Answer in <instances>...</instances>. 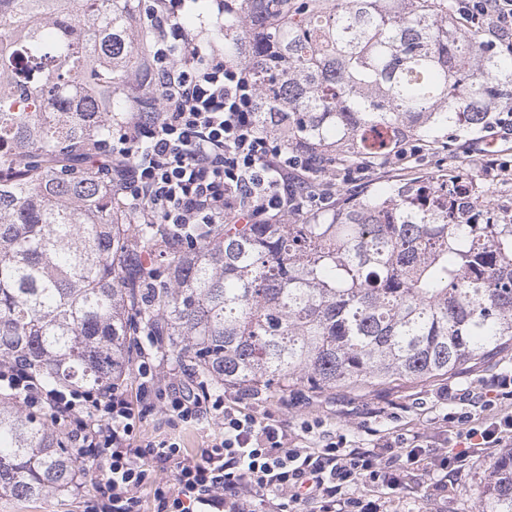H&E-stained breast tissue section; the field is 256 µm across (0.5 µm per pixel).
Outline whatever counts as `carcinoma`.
Instances as JSON below:
<instances>
[{"instance_id": "1", "label": "carcinoma", "mask_w": 512, "mask_h": 512, "mask_svg": "<svg viewBox=\"0 0 512 512\" xmlns=\"http://www.w3.org/2000/svg\"><path fill=\"white\" fill-rule=\"evenodd\" d=\"M141 0H0V364L52 387L130 369L134 322L214 388L328 391L427 380L512 346V207L482 218L465 174H419L296 224H217L169 248L154 287L107 155L119 93L147 86ZM224 50L247 61L258 128L312 171L380 166L413 138L474 136L512 107V50L452 0H241ZM96 465L51 413L0 389V496L37 499ZM512 512V449L488 466Z\"/></svg>"}]
</instances>
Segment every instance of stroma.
<instances>
[{
    "mask_svg": "<svg viewBox=\"0 0 512 512\" xmlns=\"http://www.w3.org/2000/svg\"><path fill=\"white\" fill-rule=\"evenodd\" d=\"M479 148V143L469 139L457 146L465 158L464 173L484 188V205L494 212L501 205L512 202V141H499L490 151L491 157L498 162L497 177L493 180L488 179L482 166L470 158L471 152ZM511 372L512 350H507L426 382L397 379L357 389L339 387L323 393L293 389L283 397L260 395L249 400L248 406L260 415L278 410L282 398L299 396L303 399L302 404L288 408L287 419L293 426L305 419L316 420L322 423L324 430L343 432L351 438L362 435L367 428L391 431L409 427L440 442L445 437L441 415L431 409L430 404L442 387L471 389ZM146 429L152 435L171 436L184 448L198 453L207 445L214 426L206 421L189 429L180 425L174 427L163 415L156 413L148 417ZM500 454L497 448L477 450L473 457L449 474L448 490L442 494L433 491L434 477L425 471L408 476L398 490L370 486L361 488L360 493L366 500L381 504L384 512H480V494L487 480L488 465ZM82 493V486L77 485L69 491L34 500L1 496L0 512H82Z\"/></svg>",
    "mask_w": 512,
    "mask_h": 512,
    "instance_id": "35a3bbf8",
    "label": "stroma"
}]
</instances>
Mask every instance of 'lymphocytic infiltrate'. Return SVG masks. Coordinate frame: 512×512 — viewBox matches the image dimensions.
Listing matches in <instances>:
<instances>
[{
    "instance_id": "obj_1",
    "label": "lymphocytic infiltrate",
    "mask_w": 512,
    "mask_h": 512,
    "mask_svg": "<svg viewBox=\"0 0 512 512\" xmlns=\"http://www.w3.org/2000/svg\"><path fill=\"white\" fill-rule=\"evenodd\" d=\"M188 0H146L144 14L156 31L150 67L161 108L136 113L112 143V175L119 194L156 225L168 241L195 240L199 229L226 218L275 224L303 209L324 210L330 191L294 193L311 160L259 131L257 92L248 66L185 22ZM460 19L494 37L512 33V0H457ZM150 353H142V401L120 384L102 389H56L19 364L0 365V387L24 407L50 410L55 428L82 456L95 460L93 495L85 512H140L149 489L153 512H379L355 496L364 485L398 489L404 473L443 472L474 448H503L512 440V413L484 424L471 411L446 413L451 430L436 447L422 432L397 430L360 446L343 433L303 443L313 424L299 428L272 414L256 415L237 401L161 385ZM174 424L217 418L223 428L198 456L170 438L146 437L153 413Z\"/></svg>"
}]
</instances>
